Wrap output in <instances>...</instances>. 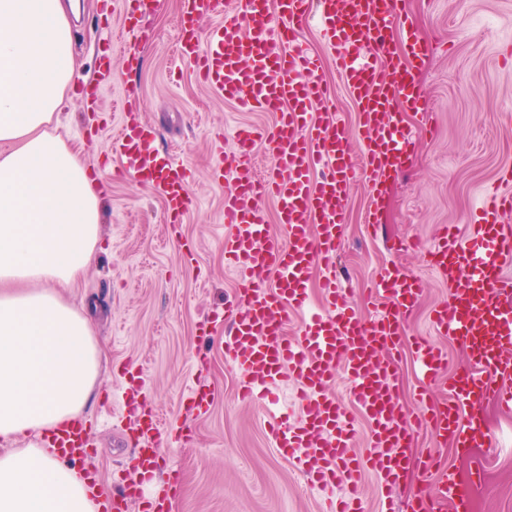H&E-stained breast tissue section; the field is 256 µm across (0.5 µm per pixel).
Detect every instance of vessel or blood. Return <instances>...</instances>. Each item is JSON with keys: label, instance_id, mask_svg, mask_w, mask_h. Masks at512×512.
I'll list each match as a JSON object with an SVG mask.
<instances>
[{"label": "vessel or blood", "instance_id": "1", "mask_svg": "<svg viewBox=\"0 0 512 512\" xmlns=\"http://www.w3.org/2000/svg\"><path fill=\"white\" fill-rule=\"evenodd\" d=\"M124 24L119 41L134 36L153 0H122ZM180 58L193 63L201 82L216 96L242 108L270 112L269 129L237 127L232 151L219 155L214 180L230 178L224 198V255L237 277L233 301L224 314L231 323L224 336V357L238 371V392L252 402L264 389L286 382L299 388L301 417L296 424L275 420L270 431L310 481L344 484L346 496L329 500L323 512H364L359 483L365 471L385 484L402 476L412 440L423 431L441 443L452 438L459 454L493 448L496 437L482 424L487 397L512 409V191L486 193L468 235L442 226L423 246L429 267L448 282L446 300L430 315L435 336L461 340L465 362L448 369L445 350L433 339L415 341V360L423 375L448 385L444 401L420 395L413 410L402 408L393 394L394 362L378 352H397L401 343L398 313L422 292L413 275L384 272L370 290L389 306L364 321L348 305L331 272L344 239L350 191L365 182L372 201L411 150V136L397 120V110L417 100L416 63L428 45L405 34L400 49L391 47V30L402 19L399 0H319V24L344 88L359 107L356 133L361 162H354L351 142L340 130L330 90L318 56L295 43L292 20L307 14L310 0H243L242 16L228 20L199 39L198 21L224 12V0H182ZM123 122L113 146L122 172L139 184L160 191L171 218L193 206L188 186L193 172L172 154L155 146L156 132L131 105H123ZM267 142L271 162L257 171L251 162L258 142ZM274 199L285 235L270 233L261 215L265 199ZM324 265L320 280L326 310L303 320L288 335L289 315L305 309L308 283L315 265ZM275 275L272 286L258 276ZM349 382L350 402L334 392L337 375ZM130 405L139 408L136 477L123 491L104 501L103 512H127L129 502L143 496V484L156 470L162 432L139 393L130 387ZM370 428V452L353 450L357 416ZM58 453L76 459L91 454L82 426L61 430L53 441ZM427 482L424 494L408 498L404 512H437L449 503L453 512H472L473 483L458 482L450 468L439 466L431 449L419 451Z\"/></svg>", "mask_w": 512, "mask_h": 512}]
</instances>
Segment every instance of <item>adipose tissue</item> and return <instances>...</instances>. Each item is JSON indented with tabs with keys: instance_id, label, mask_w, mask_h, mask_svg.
I'll return each instance as SVG.
<instances>
[{
	"instance_id": "obj_1",
	"label": "adipose tissue",
	"mask_w": 512,
	"mask_h": 512,
	"mask_svg": "<svg viewBox=\"0 0 512 512\" xmlns=\"http://www.w3.org/2000/svg\"><path fill=\"white\" fill-rule=\"evenodd\" d=\"M72 0H0V512H96L82 472L31 433L88 406L102 367L60 289L100 249L103 194L49 126L75 73Z\"/></svg>"
}]
</instances>
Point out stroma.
<instances>
[{
    "instance_id": "35a3bbf8",
    "label": "stroma",
    "mask_w": 512,
    "mask_h": 512,
    "mask_svg": "<svg viewBox=\"0 0 512 512\" xmlns=\"http://www.w3.org/2000/svg\"><path fill=\"white\" fill-rule=\"evenodd\" d=\"M79 3L72 22L76 85L50 129L81 154L105 192L102 250L77 286L62 291L95 322L103 353L86 411L99 420L89 432L96 453L80 468L98 471L107 495L133 476L135 415L120 392L124 371H140L163 426L189 434L159 446L156 484L178 480L170 512H320L322 501L340 495V488L311 485L268 433L271 410L297 421V386L278 388L271 404L241 401L239 374L224 360V325L212 320L235 291V275L224 260V196L232 184L212 178L216 152L232 150L233 141L216 136L237 125L266 128L274 117L216 97L192 64L177 56L181 0H156L142 17L131 65L101 39L104 23L120 27V16L106 15L104 0ZM401 9L403 24L394 29L393 44L408 29L431 47L417 69L420 108L398 111L413 148L378 204L376 224L366 221L364 184L353 187L333 272L366 321L376 310L362 285L394 266L421 278L420 300L399 314L404 336L395 356L394 393L410 409L423 391L444 399L442 387L422 377L413 356L414 339L430 336L429 314L448 295L447 282L427 268L419 247L444 224L468 232L472 210L512 166V67L502 60L512 45V0H401ZM293 27L297 44L320 57L335 111L345 132L354 134L358 107L336 73L316 11L295 19ZM82 84L101 89L97 115L85 110L77 91ZM124 99L138 102L160 149L175 150L193 170L188 190L194 205L181 222L170 221L157 190L119 173L112 133ZM196 381L218 393L203 414L185 399ZM483 408V424L498 445L482 458L487 478L474 493L477 512H512V412L491 401ZM423 486L412 466L392 488L369 473L363 505L366 512H380L385 497L399 505Z\"/></svg>"
}]
</instances>
